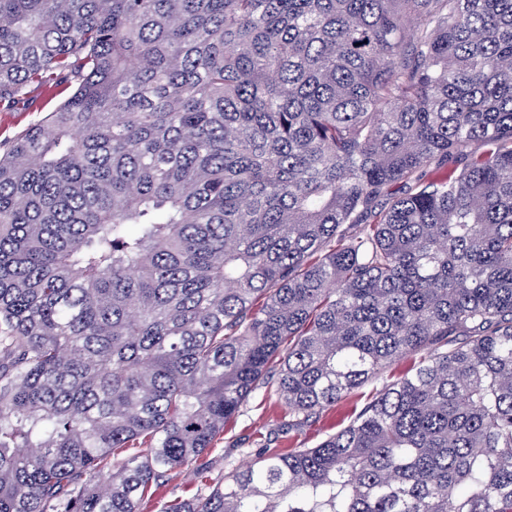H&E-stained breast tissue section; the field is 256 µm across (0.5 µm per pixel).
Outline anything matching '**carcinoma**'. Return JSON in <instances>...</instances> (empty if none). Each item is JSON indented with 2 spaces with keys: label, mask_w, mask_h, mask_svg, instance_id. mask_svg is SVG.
I'll return each instance as SVG.
<instances>
[{
  "label": "carcinoma",
  "mask_w": 512,
  "mask_h": 512,
  "mask_svg": "<svg viewBox=\"0 0 512 512\" xmlns=\"http://www.w3.org/2000/svg\"><path fill=\"white\" fill-rule=\"evenodd\" d=\"M62 85L0 142V512H142L271 371L300 427L406 356L160 512H512V0H0V111Z\"/></svg>",
  "instance_id": "carcinoma-1"
}]
</instances>
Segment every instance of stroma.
Here are the masks:
<instances>
[{
    "instance_id": "35a3bbf8",
    "label": "stroma",
    "mask_w": 512,
    "mask_h": 512,
    "mask_svg": "<svg viewBox=\"0 0 512 512\" xmlns=\"http://www.w3.org/2000/svg\"><path fill=\"white\" fill-rule=\"evenodd\" d=\"M58 94L34 91L29 101L10 112H0V141L13 137L51 112L60 102ZM368 388H361L346 399L326 407L301 428L288 426V418L270 387L258 386L240 412L224 428L213 447L192 466L172 474L165 486L152 489L148 508L155 512L159 503L188 498L203 492L206 480H216L246 468L265 447L311 448L335 433L360 409Z\"/></svg>"
}]
</instances>
